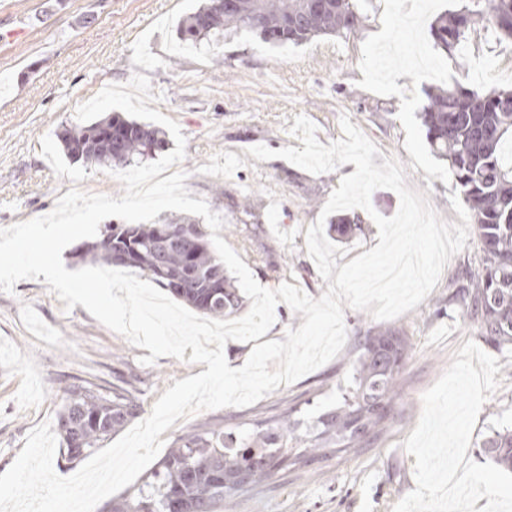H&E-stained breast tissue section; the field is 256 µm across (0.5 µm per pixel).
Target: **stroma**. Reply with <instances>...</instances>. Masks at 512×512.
<instances>
[{
	"instance_id": "1",
	"label": "stroma",
	"mask_w": 512,
	"mask_h": 512,
	"mask_svg": "<svg viewBox=\"0 0 512 512\" xmlns=\"http://www.w3.org/2000/svg\"><path fill=\"white\" fill-rule=\"evenodd\" d=\"M467 0H364L352 30L300 45L271 46L249 32L226 35L219 46L180 50L177 28L198 0H0V228L48 214L71 189L121 197L108 168L70 162L57 138L75 125L77 107L105 86L148 76L160 99L155 110L175 120L186 138L179 168L193 199H204L227 227L223 239L255 279L278 288L272 266L313 298L328 284L307 253L305 235L341 177L354 164L319 175L285 160L259 161L262 144L301 148L290 135L295 115L313 121L321 144L342 138L341 117L405 168L408 187L426 193L439 217L459 216L447 161L426 141L419 112L427 89L459 85L476 90L512 88V42L485 30L472 32L467 52L447 55L433 46L437 17ZM223 52L216 63L215 52ZM253 204L243 213V199ZM479 239L445 265L434 290L415 309L392 319L413 339L401 376L394 415L369 446L331 454L300 470L277 472L247 488L232 512H392L415 487V458L403 447L422 412L423 394L444 374L479 329L452 298L453 279L475 260ZM347 339L331 361L248 407H224L178 419L162 433L182 432L215 420L252 429L283 409L312 422L335 405L353 373L358 338L383 323L368 312L344 311ZM149 351L98 322L83 306L65 310L41 279H25L0 292V474L24 448L29 431L56 422L66 383L111 386L116 374L137 375L142 415L175 381L206 371L172 357L142 364ZM498 390L484 403L468 457L477 463L484 440L512 428V348L498 355Z\"/></svg>"
}]
</instances>
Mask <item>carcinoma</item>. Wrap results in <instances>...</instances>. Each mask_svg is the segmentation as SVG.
Returning <instances> with one entry per match:
<instances>
[{
  "label": "carcinoma",
  "instance_id": "1",
  "mask_svg": "<svg viewBox=\"0 0 512 512\" xmlns=\"http://www.w3.org/2000/svg\"><path fill=\"white\" fill-rule=\"evenodd\" d=\"M477 2L484 6L436 20V49L457 51L477 24L512 39V0ZM215 3L205 0L183 18L180 40L197 45L245 29L264 43L299 45L350 30L360 19L357 0H327L325 9L308 20L306 0H237L230 10H219ZM420 118L431 151L448 161L480 242L478 272L456 278L453 298L478 324L487 346L498 351L512 347V162L503 158L504 145L512 143V89L479 93L457 85L430 90ZM111 128L122 131L117 147L106 137ZM57 137L69 160L88 156L92 165L110 168L127 167L168 147L162 130L118 114L65 128ZM78 252L82 258L138 271L206 318L222 320L241 308L239 290L224 274L208 232L184 218L107 224L99 239ZM116 252L126 253L128 260L116 262ZM359 346L349 386L312 429L299 430L292 407L250 433L226 429L220 420L192 428L174 440L139 483L99 512H218L231 507L244 489L281 470L304 468L335 450L363 447L386 427L412 342L394 326L368 332ZM134 382L122 375L111 388L84 380L64 388L57 430L67 460L93 454L139 415ZM482 451L512 470V428L488 437Z\"/></svg>",
  "mask_w": 512,
  "mask_h": 512
}]
</instances>
